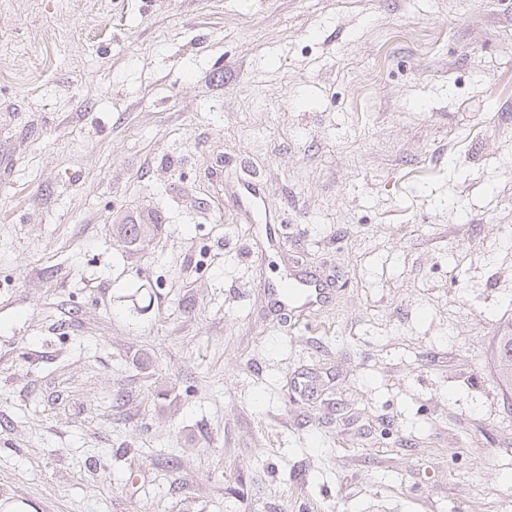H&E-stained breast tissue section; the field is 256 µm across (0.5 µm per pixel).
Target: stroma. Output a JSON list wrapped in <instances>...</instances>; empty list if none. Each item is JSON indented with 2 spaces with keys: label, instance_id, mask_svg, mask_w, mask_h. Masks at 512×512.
Masks as SVG:
<instances>
[{
  "label": "stroma",
  "instance_id": "stroma-1",
  "mask_svg": "<svg viewBox=\"0 0 512 512\" xmlns=\"http://www.w3.org/2000/svg\"><path fill=\"white\" fill-rule=\"evenodd\" d=\"M0 46V499L512 512V0H0ZM299 285L302 286L301 289L292 284L288 289L282 286L279 291L270 294L271 310L276 316H279V321L283 324L294 320L296 313L312 312L326 299V288L317 281L304 280ZM298 294L302 295L301 304L294 301ZM494 358L497 365L496 379L499 386L512 390V328L495 336Z\"/></svg>",
  "mask_w": 512,
  "mask_h": 512
}]
</instances>
